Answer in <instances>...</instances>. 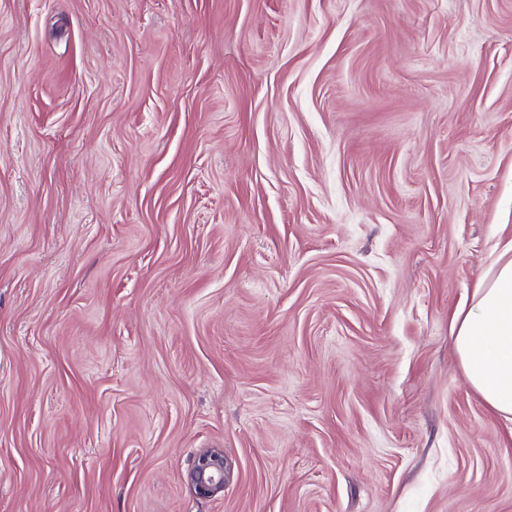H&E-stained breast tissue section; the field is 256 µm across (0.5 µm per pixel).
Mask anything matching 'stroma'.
<instances>
[{"label":"stroma","mask_w":512,"mask_h":512,"mask_svg":"<svg viewBox=\"0 0 512 512\" xmlns=\"http://www.w3.org/2000/svg\"><path fill=\"white\" fill-rule=\"evenodd\" d=\"M511 236L512 0H0V512H512ZM498 252L469 308L452 319V335L472 387L512 423V240ZM224 452L210 449L201 453L188 472V481L201 496H213L224 490Z\"/></svg>","instance_id":"35a3bbf8"}]
</instances>
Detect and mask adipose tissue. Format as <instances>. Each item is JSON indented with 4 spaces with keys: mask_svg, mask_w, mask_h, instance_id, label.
<instances>
[{
    "mask_svg": "<svg viewBox=\"0 0 512 512\" xmlns=\"http://www.w3.org/2000/svg\"><path fill=\"white\" fill-rule=\"evenodd\" d=\"M451 330L470 384L512 423V241L499 248L470 307L454 314Z\"/></svg>",
    "mask_w": 512,
    "mask_h": 512,
    "instance_id": "adipose-tissue-1",
    "label": "adipose tissue"
}]
</instances>
